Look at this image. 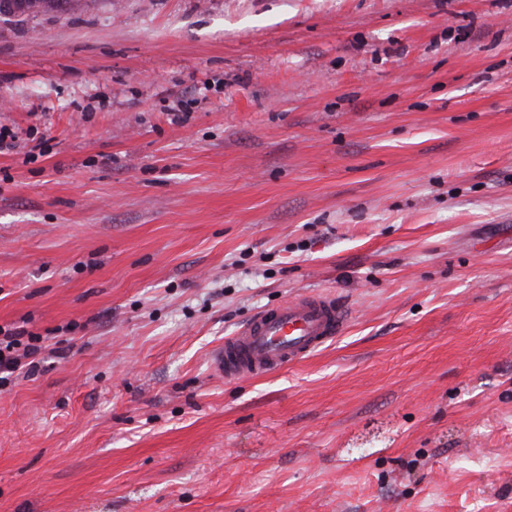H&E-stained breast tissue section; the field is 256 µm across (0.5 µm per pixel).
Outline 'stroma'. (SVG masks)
Returning <instances> with one entry per match:
<instances>
[{"label": "stroma", "instance_id": "obj_1", "mask_svg": "<svg viewBox=\"0 0 512 512\" xmlns=\"http://www.w3.org/2000/svg\"><path fill=\"white\" fill-rule=\"evenodd\" d=\"M0 126V512H512V0L0 16ZM349 314L328 295L295 297L253 315L211 355L225 382L264 376L298 363L336 340ZM24 331H7L4 336L0 337V374L6 373L11 376L24 368L25 359L34 355L37 347L24 344L21 337H24ZM23 349L21 350V346Z\"/></svg>", "mask_w": 512, "mask_h": 512}]
</instances>
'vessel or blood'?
I'll return each instance as SVG.
<instances>
[{"label":"vessel or blood","instance_id":"1","mask_svg":"<svg viewBox=\"0 0 512 512\" xmlns=\"http://www.w3.org/2000/svg\"><path fill=\"white\" fill-rule=\"evenodd\" d=\"M348 324L345 309L330 296L295 297L253 315L211 355L213 372L225 381L257 378L298 363L335 341Z\"/></svg>","mask_w":512,"mask_h":512}]
</instances>
